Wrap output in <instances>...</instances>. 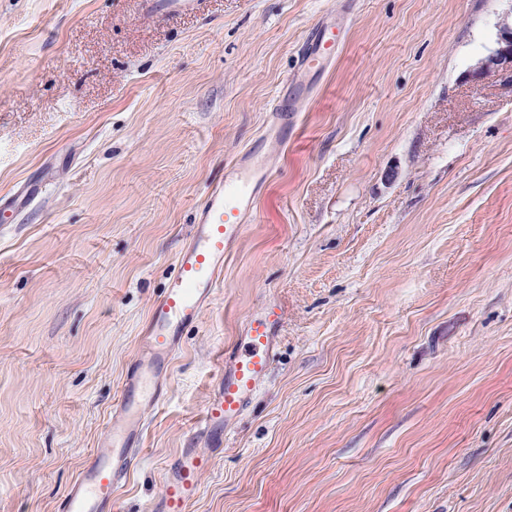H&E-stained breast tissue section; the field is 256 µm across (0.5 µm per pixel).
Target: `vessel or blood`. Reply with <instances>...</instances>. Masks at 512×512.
<instances>
[{
    "label": "vessel or blood",
    "instance_id": "1",
    "mask_svg": "<svg viewBox=\"0 0 512 512\" xmlns=\"http://www.w3.org/2000/svg\"><path fill=\"white\" fill-rule=\"evenodd\" d=\"M315 37V47L302 55L301 70L322 67L336 51L331 22H322ZM262 165L257 155H245L238 163L235 195H228L220 183L207 191L194 234L179 251L177 270L149 310L145 334L107 434L69 487L61 512H113L116 494L137 462L143 417L158 403L162 378L183 329L200 321L214 297L224 254L240 238L251 215L260 188L253 174ZM275 343L270 313L253 315L234 356L224 362L219 386L207 403L201 428L206 449L180 450L164 470L161 491L149 512H190L201 493L203 476L214 466L213 449L222 445L229 423L242 414L265 381Z\"/></svg>",
    "mask_w": 512,
    "mask_h": 512
}]
</instances>
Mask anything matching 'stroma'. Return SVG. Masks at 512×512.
I'll use <instances>...</instances> for the list:
<instances>
[{
	"instance_id": "35a3bbf8",
	"label": "stroma",
	"mask_w": 512,
	"mask_h": 512,
	"mask_svg": "<svg viewBox=\"0 0 512 512\" xmlns=\"http://www.w3.org/2000/svg\"><path fill=\"white\" fill-rule=\"evenodd\" d=\"M512 0H0V512H59L203 197L271 174L117 512L201 448L222 360L270 375L190 512H512ZM335 56L299 75L320 21ZM283 127L268 145L270 125ZM498 45L499 47L492 55L481 61L479 66L480 75L499 74L500 72L511 70L512 24L502 23L500 25Z\"/></svg>"
}]
</instances>
